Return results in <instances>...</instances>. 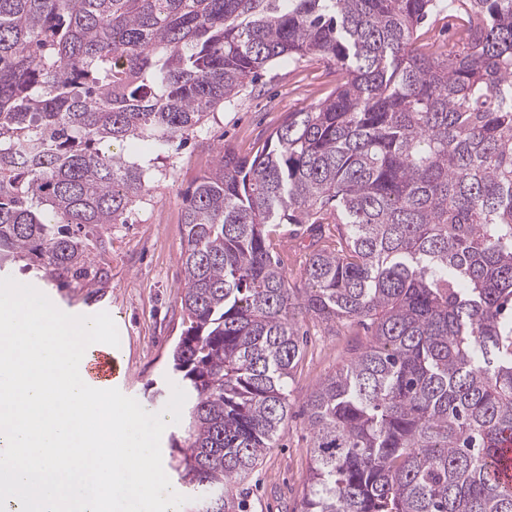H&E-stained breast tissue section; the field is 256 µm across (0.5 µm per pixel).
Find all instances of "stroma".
Wrapping results in <instances>:
<instances>
[{"label": "stroma", "mask_w": 512, "mask_h": 512, "mask_svg": "<svg viewBox=\"0 0 512 512\" xmlns=\"http://www.w3.org/2000/svg\"><path fill=\"white\" fill-rule=\"evenodd\" d=\"M331 63L305 58L267 66L251 91L225 104L205 129L175 142L167 158L156 160L149 201L136 207L130 223L113 225L105 244H90L102 276L95 287H59L14 265L0 267L11 277L44 293L71 315L110 313L119 332L120 358L130 378L124 395L148 412L164 409L179 378L169 367L170 352L186 328L180 305L183 278V199L208 171L212 148L223 145L240 155L253 154L285 120L334 88ZM303 357L291 385L288 426L246 481V512H300L311 466L312 434L304 413L306 394L335 374L350 356L355 338L349 327H328L307 318Z\"/></svg>", "instance_id": "35a3bbf8"}]
</instances>
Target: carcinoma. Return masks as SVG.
Returning a JSON list of instances; mask_svg holds the SVG:
<instances>
[{
  "mask_svg": "<svg viewBox=\"0 0 512 512\" xmlns=\"http://www.w3.org/2000/svg\"><path fill=\"white\" fill-rule=\"evenodd\" d=\"M470 37L416 46L441 12ZM343 80L185 197L188 396L169 468L188 512H244L288 423L300 319L369 336L306 396L301 512H512V0H0V267L91 287L90 229L128 223L152 167L259 72ZM327 224L290 285L271 227Z\"/></svg>",
  "mask_w": 512,
  "mask_h": 512,
  "instance_id": "carcinoma-1",
  "label": "carcinoma"
}]
</instances>
